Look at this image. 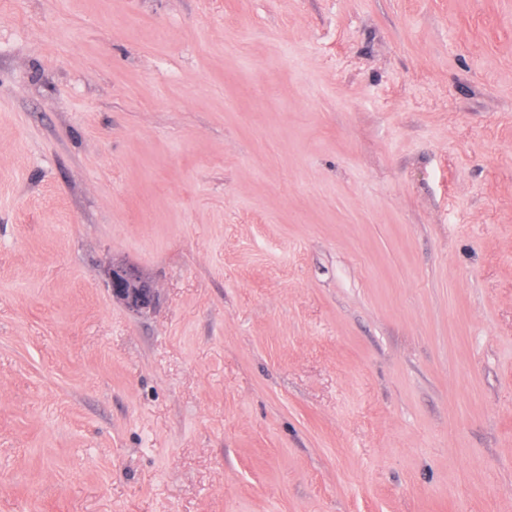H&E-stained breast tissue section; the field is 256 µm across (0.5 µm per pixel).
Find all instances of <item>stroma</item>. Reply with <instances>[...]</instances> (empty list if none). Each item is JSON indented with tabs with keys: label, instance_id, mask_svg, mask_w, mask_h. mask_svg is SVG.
<instances>
[{
	"label": "stroma",
	"instance_id": "stroma-1",
	"mask_svg": "<svg viewBox=\"0 0 512 512\" xmlns=\"http://www.w3.org/2000/svg\"><path fill=\"white\" fill-rule=\"evenodd\" d=\"M0 512H512V0H0ZM108 286L112 297L131 312L142 313L154 307L155 290L134 265L112 266Z\"/></svg>",
	"mask_w": 512,
	"mask_h": 512
}]
</instances>
